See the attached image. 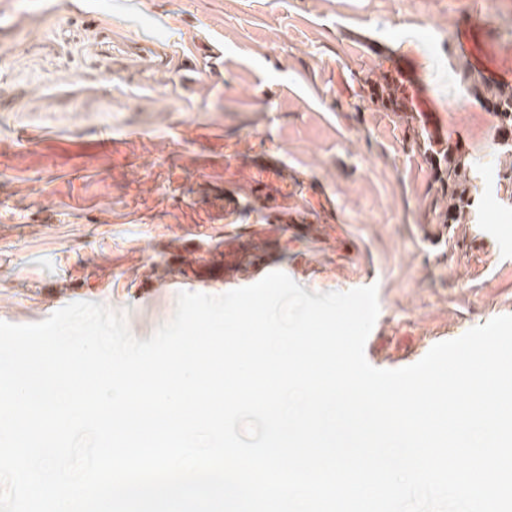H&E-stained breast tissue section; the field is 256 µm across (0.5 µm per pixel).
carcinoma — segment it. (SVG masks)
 I'll return each instance as SVG.
<instances>
[{"instance_id": "cac0c4a2", "label": "carcinoma", "mask_w": 512, "mask_h": 512, "mask_svg": "<svg viewBox=\"0 0 512 512\" xmlns=\"http://www.w3.org/2000/svg\"><path fill=\"white\" fill-rule=\"evenodd\" d=\"M466 90L474 99L494 105L497 151L512 159V86L490 84L482 77H473ZM369 100L394 112L404 111L408 102L401 80L391 76L371 85ZM415 143L437 184L432 198L433 220L444 225L467 223L474 207V157L460 143L434 136L424 124L416 133Z\"/></svg>"}]
</instances>
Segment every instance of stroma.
I'll use <instances>...</instances> for the list:
<instances>
[{
	"mask_svg": "<svg viewBox=\"0 0 512 512\" xmlns=\"http://www.w3.org/2000/svg\"><path fill=\"white\" fill-rule=\"evenodd\" d=\"M363 3L0 0V321L97 302L145 341L180 291L270 263L308 292L376 284L379 369L512 315L495 125L448 110L467 71L512 86V15ZM385 74L426 86L412 110L480 160L469 223L437 243L412 129L368 100Z\"/></svg>",
	"mask_w": 512,
	"mask_h": 512,
	"instance_id": "stroma-1",
	"label": "stroma"
}]
</instances>
